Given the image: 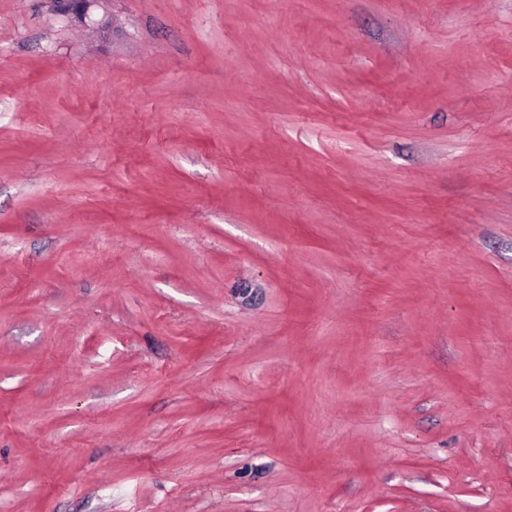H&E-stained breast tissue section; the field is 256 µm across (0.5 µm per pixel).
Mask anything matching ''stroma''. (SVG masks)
Wrapping results in <instances>:
<instances>
[{
	"label": "stroma",
	"instance_id": "35a3bbf8",
	"mask_svg": "<svg viewBox=\"0 0 512 512\" xmlns=\"http://www.w3.org/2000/svg\"><path fill=\"white\" fill-rule=\"evenodd\" d=\"M0 0V512H512V0Z\"/></svg>",
	"mask_w": 512,
	"mask_h": 512
}]
</instances>
